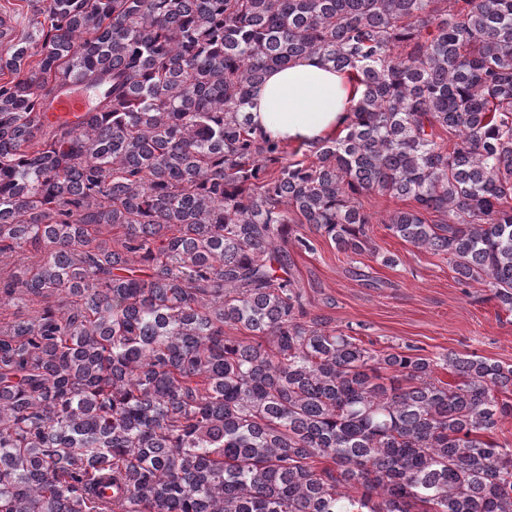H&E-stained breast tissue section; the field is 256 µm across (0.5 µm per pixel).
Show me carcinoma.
<instances>
[{
    "label": "carcinoma",
    "mask_w": 512,
    "mask_h": 512,
    "mask_svg": "<svg viewBox=\"0 0 512 512\" xmlns=\"http://www.w3.org/2000/svg\"><path fill=\"white\" fill-rule=\"evenodd\" d=\"M442 2L49 0L0 54V307L53 300L0 329V512H512V365L327 332L286 249L397 265L388 195L512 313V0ZM311 55L361 97L290 161L248 107ZM72 83H67L51 98V103L43 109L45 119L51 123L74 124L88 110L84 104L69 93Z\"/></svg>",
    "instance_id": "carcinoma-1"
}]
</instances>
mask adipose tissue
<instances>
[{
    "mask_svg": "<svg viewBox=\"0 0 512 512\" xmlns=\"http://www.w3.org/2000/svg\"><path fill=\"white\" fill-rule=\"evenodd\" d=\"M355 98L346 73L321 57H302L271 70L254 90L252 123L272 141L309 146L344 129Z\"/></svg>",
    "mask_w": 512,
    "mask_h": 512,
    "instance_id": "adipose-tissue-1",
    "label": "adipose tissue"
}]
</instances>
